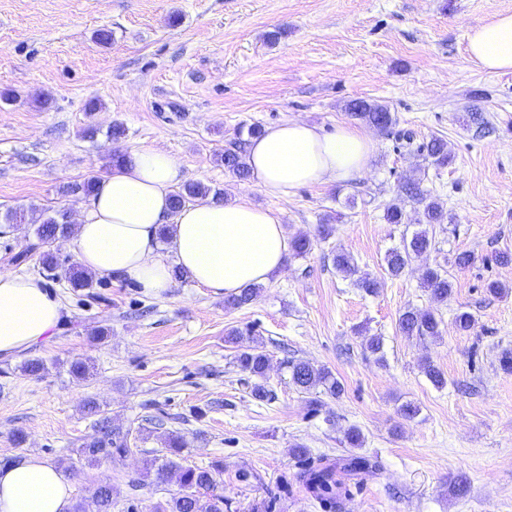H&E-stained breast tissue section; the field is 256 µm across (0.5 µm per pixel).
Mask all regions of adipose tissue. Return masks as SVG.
<instances>
[{
  "instance_id": "obj_1",
  "label": "adipose tissue",
  "mask_w": 512,
  "mask_h": 512,
  "mask_svg": "<svg viewBox=\"0 0 512 512\" xmlns=\"http://www.w3.org/2000/svg\"><path fill=\"white\" fill-rule=\"evenodd\" d=\"M469 60L512 72V14L470 28ZM375 144L348 125L331 133L288 120L251 139L246 162L262 190L275 197L315 184L346 181L368 167ZM177 160L163 149H132L96 182L73 229L79 264L94 275L161 295L175 270L196 285L230 296L269 281L284 268L288 234L273 211L239 198H205L172 211ZM168 227L170 259L158 253V233ZM62 306L41 280L0 273V354L12 355L52 336ZM73 488L52 465L34 456L0 469V512H68Z\"/></svg>"
}]
</instances>
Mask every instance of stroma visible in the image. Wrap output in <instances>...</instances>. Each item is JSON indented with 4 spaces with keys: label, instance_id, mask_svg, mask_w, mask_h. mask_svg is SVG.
<instances>
[{
    "label": "stroma",
    "instance_id": "obj_1",
    "mask_svg": "<svg viewBox=\"0 0 512 512\" xmlns=\"http://www.w3.org/2000/svg\"><path fill=\"white\" fill-rule=\"evenodd\" d=\"M505 11L512 0H0L1 214L78 215L87 200L72 185L109 173L116 152L154 146L177 159L182 183L271 209L289 237L312 242L242 308L187 278L158 297L108 277L77 291L47 280L64 307L54 335L0 357V459L38 456L75 498L108 485L114 512L130 503L150 512L178 485L134 491L129 483L142 451L164 455L163 436L174 432L186 442L182 465L223 463L215 480L224 512H249L264 498L272 512H322L296 482L290 450L350 454L345 434L354 427L361 454L383 467L353 489L344 512H512V374L498 362L512 350V264L495 260L512 253V73L484 70L466 53L468 30ZM102 28L110 44L96 40ZM359 99L387 106L395 122L372 129L376 148L355 180L279 198L219 160L254 124L362 127L348 110ZM116 122L126 128L117 142L108 138ZM90 127L92 139L83 135ZM434 137L451 152L442 167L417 150ZM407 180L420 181L447 217L428 228L431 250L394 278L385 255L418 228L416 205L398 198ZM395 201L404 219L390 224L385 208ZM323 224L329 236H320ZM35 229L25 220L0 232V272L42 276L37 257L14 260ZM339 250L381 281L377 294L336 270ZM464 251L476 260L461 269L454 258ZM425 265L447 271V303L433 304L422 288ZM492 281L502 294L489 293ZM410 306L434 309L439 337L400 333ZM461 311L476 319L470 333L455 326ZM99 325L110 330L102 343L91 339ZM232 329L262 339L274 400L251 396L233 364L236 348L224 341ZM367 336L382 337V358L364 352ZM29 358L44 361L41 375L23 371ZM287 358L332 371L343 392L311 408L310 393L289 380ZM76 359L91 365L89 378L70 374ZM427 359L444 372V388L426 378ZM90 399L99 415L84 412ZM409 402L420 409L412 420L399 413ZM101 416L143 430L123 460L80 456ZM455 476L467 478L466 497L449 492Z\"/></svg>",
    "mask_w": 512,
    "mask_h": 512
}]
</instances>
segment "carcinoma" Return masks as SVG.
Returning <instances> with one entry per match:
<instances>
[{
    "instance_id": "carcinoma-1",
    "label": "carcinoma",
    "mask_w": 512,
    "mask_h": 512,
    "mask_svg": "<svg viewBox=\"0 0 512 512\" xmlns=\"http://www.w3.org/2000/svg\"><path fill=\"white\" fill-rule=\"evenodd\" d=\"M349 111L367 124L386 130L393 124V116L388 108L378 103L356 101L350 104ZM425 157L432 159L436 165H445L451 160L448 143L440 137H433L419 146ZM224 167L237 178L246 180L250 177V169L244 161L241 146L224 150L220 156ZM398 192L408 200L422 207L419 223L426 225L441 224L445 219L442 207L430 199L418 181H406L398 186ZM209 194V188L198 182L187 183L172 194L171 207L177 211L183 206L201 199ZM39 222L36 229L38 243L30 246L29 251L39 252L40 264L48 272L59 268L58 244L69 237L71 224L67 215L57 211L52 215L42 211L35 217ZM432 240L428 230L416 231L410 238L403 239L402 246L390 250L385 257L386 270L389 276H400L406 267L420 255L428 252ZM336 270L346 275L358 272L353 257L345 252H338L333 257ZM65 280L74 289L93 287V276L76 265L65 269ZM421 281L430 297L437 303L448 301L452 285L447 274L439 267H427L421 274ZM261 286L252 285L242 290L237 296H230L226 303L233 308H240L253 302L259 295ZM441 320L432 311H418L406 308L399 317V330L407 336L432 337L440 335ZM236 366L243 373L258 378L251 385V395L260 401L269 402L273 399V391L266 386V373L269 358L262 350V342L251 337V346L240 352L235 358ZM288 370L290 380L299 388L310 392L318 388L330 395H338L342 391L341 384L332 373L310 362L287 359L283 361ZM99 436L80 448V455L91 463L101 459L116 460L125 457L130 451L129 436L131 431L112 425L103 418L97 422ZM184 442L180 435L170 433L165 439L167 455H146L142 459L141 474L152 479V483L160 486L175 480L180 487L179 493L165 502H157L151 512H224V497L214 494V473L221 468L217 464L211 468L184 466L175 461L181 456ZM291 454L302 461L296 473V481L315 500L323 512H339L344 501L351 496V487L358 485L364 476L380 467L377 458L357 454H349L339 459H331L326 455L311 460L308 449L296 446ZM92 499L96 504V512H112L115 506L112 487L100 485L95 488Z\"/></svg>"
}]
</instances>
